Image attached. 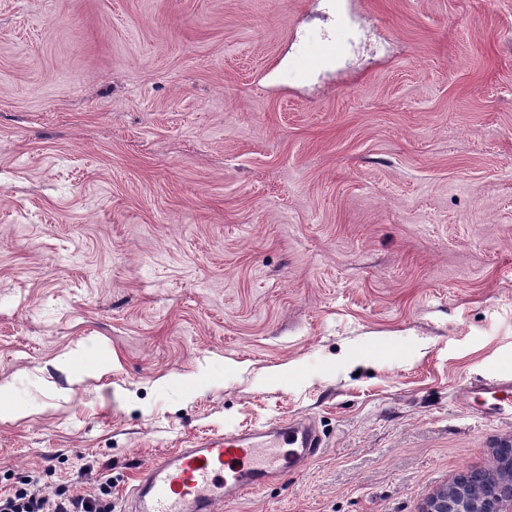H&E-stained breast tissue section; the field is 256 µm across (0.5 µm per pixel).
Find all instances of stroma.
Here are the masks:
<instances>
[{
  "instance_id": "1",
  "label": "stroma",
  "mask_w": 512,
  "mask_h": 512,
  "mask_svg": "<svg viewBox=\"0 0 512 512\" xmlns=\"http://www.w3.org/2000/svg\"><path fill=\"white\" fill-rule=\"evenodd\" d=\"M505 373L512 0H0V494L307 416L222 512H422Z\"/></svg>"
}]
</instances>
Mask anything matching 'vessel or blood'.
I'll return each instance as SVG.
<instances>
[{"label": "vessel or blood", "mask_w": 512, "mask_h": 512, "mask_svg": "<svg viewBox=\"0 0 512 512\" xmlns=\"http://www.w3.org/2000/svg\"><path fill=\"white\" fill-rule=\"evenodd\" d=\"M491 394L495 413H512V376L471 383L466 399ZM324 440L306 419L267 420L215 433L191 448L154 459L136 473L129 512H218L221 504L264 487L283 473H298L318 457Z\"/></svg>", "instance_id": "1"}]
</instances>
